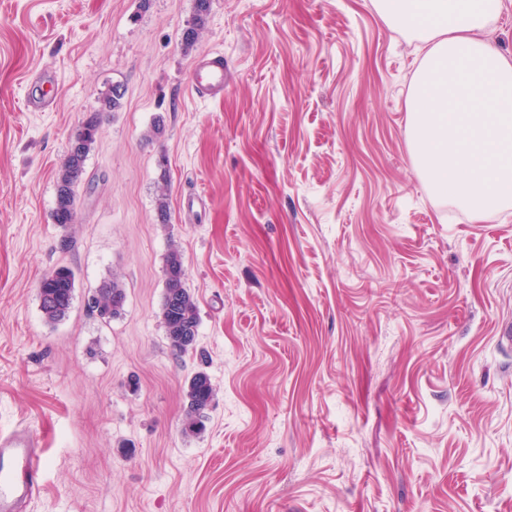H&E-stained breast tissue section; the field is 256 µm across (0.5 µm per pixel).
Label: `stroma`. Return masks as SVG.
Instances as JSON below:
<instances>
[{
  "mask_svg": "<svg viewBox=\"0 0 512 512\" xmlns=\"http://www.w3.org/2000/svg\"><path fill=\"white\" fill-rule=\"evenodd\" d=\"M194 7L0 0V430L46 457L24 512H512V208L481 221L422 184L416 42L371 0H211L187 51ZM214 54L226 88L202 100ZM115 83L77 220L54 224L56 172ZM173 242L199 312L179 357ZM62 265L75 296L50 324L38 286ZM115 274L107 322L85 299ZM201 370L214 398L188 438ZM210 9V0H195V15L182 33V44L185 50L193 49L201 31L204 29L206 16ZM225 78L224 57L222 55L206 56L196 64L191 89L200 99L222 97ZM165 276L161 321L170 352L179 357L196 345L199 315L192 294L185 288V269L178 245L172 244L166 256ZM185 398L182 433L186 436H197L205 429L203 418L206 410H203L213 399V386L206 372L199 371L188 380Z\"/></svg>",
  "mask_w": 512,
  "mask_h": 512,
  "instance_id": "1",
  "label": "stroma"
}]
</instances>
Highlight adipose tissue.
<instances>
[{
    "mask_svg": "<svg viewBox=\"0 0 512 512\" xmlns=\"http://www.w3.org/2000/svg\"><path fill=\"white\" fill-rule=\"evenodd\" d=\"M426 52L411 86L409 149L430 193L487 218L512 206V57L487 32L503 0H374Z\"/></svg>",
    "mask_w": 512,
    "mask_h": 512,
    "instance_id": "adipose-tissue-1",
    "label": "adipose tissue"
}]
</instances>
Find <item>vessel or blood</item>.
<instances>
[{"instance_id":"1","label":"vessel or blood","mask_w":512,"mask_h":512,"mask_svg":"<svg viewBox=\"0 0 512 512\" xmlns=\"http://www.w3.org/2000/svg\"><path fill=\"white\" fill-rule=\"evenodd\" d=\"M224 58H201L191 89L200 99L223 96ZM45 459L39 440L26 428L0 432V512H23L42 487Z\"/></svg>"}]
</instances>
